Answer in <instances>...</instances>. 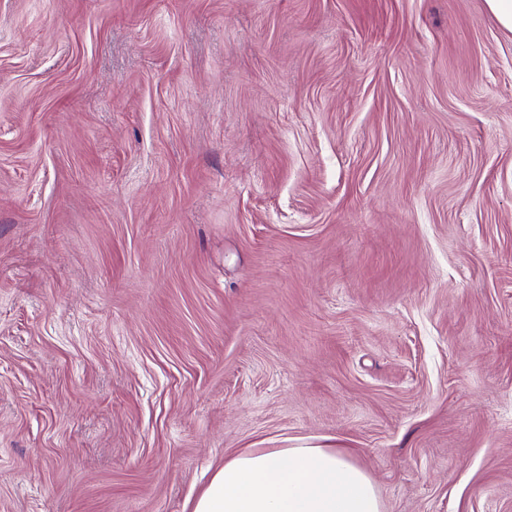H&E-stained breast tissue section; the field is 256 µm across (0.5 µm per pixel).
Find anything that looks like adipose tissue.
I'll return each mask as SVG.
<instances>
[{
  "instance_id": "obj_1",
  "label": "adipose tissue",
  "mask_w": 512,
  "mask_h": 512,
  "mask_svg": "<svg viewBox=\"0 0 512 512\" xmlns=\"http://www.w3.org/2000/svg\"><path fill=\"white\" fill-rule=\"evenodd\" d=\"M193 512H383V504L350 450L303 443L228 456Z\"/></svg>"
}]
</instances>
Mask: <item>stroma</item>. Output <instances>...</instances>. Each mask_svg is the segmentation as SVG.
I'll use <instances>...</instances> for the list:
<instances>
[{
	"instance_id": "35a3bbf8",
	"label": "stroma",
	"mask_w": 512,
	"mask_h": 512,
	"mask_svg": "<svg viewBox=\"0 0 512 512\" xmlns=\"http://www.w3.org/2000/svg\"><path fill=\"white\" fill-rule=\"evenodd\" d=\"M305 441L384 512H512V33L0 0V512H191Z\"/></svg>"
}]
</instances>
